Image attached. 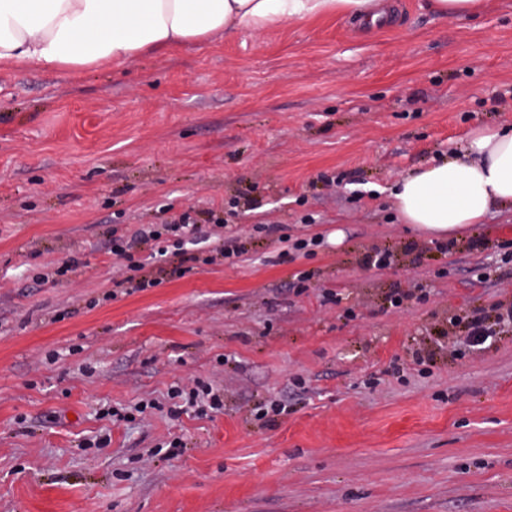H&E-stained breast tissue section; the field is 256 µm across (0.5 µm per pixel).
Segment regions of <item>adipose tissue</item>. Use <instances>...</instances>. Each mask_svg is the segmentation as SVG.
Wrapping results in <instances>:
<instances>
[{
	"mask_svg": "<svg viewBox=\"0 0 512 512\" xmlns=\"http://www.w3.org/2000/svg\"><path fill=\"white\" fill-rule=\"evenodd\" d=\"M346 13L373 16V0H0V69L76 74L149 53L205 44L240 29ZM403 223L460 236L492 206L512 204V128H480L448 157L403 175L392 189Z\"/></svg>",
	"mask_w": 512,
	"mask_h": 512,
	"instance_id": "obj_1",
	"label": "adipose tissue"
}]
</instances>
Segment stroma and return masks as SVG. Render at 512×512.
I'll return each mask as SVG.
<instances>
[{"label": "stroma", "mask_w": 512, "mask_h": 512, "mask_svg": "<svg viewBox=\"0 0 512 512\" xmlns=\"http://www.w3.org/2000/svg\"><path fill=\"white\" fill-rule=\"evenodd\" d=\"M387 2L378 26L336 14L80 76L0 70V512H512V331L463 357L440 336L512 300V210L441 252L391 199L512 125V0L457 19ZM185 212L191 251L220 220L237 261L118 287L112 231ZM384 249L391 266L367 264ZM66 258L68 282L43 280ZM416 285L426 301L389 305ZM195 378L223 411L100 416ZM274 400L287 413L264 416Z\"/></svg>", "instance_id": "1"}]
</instances>
